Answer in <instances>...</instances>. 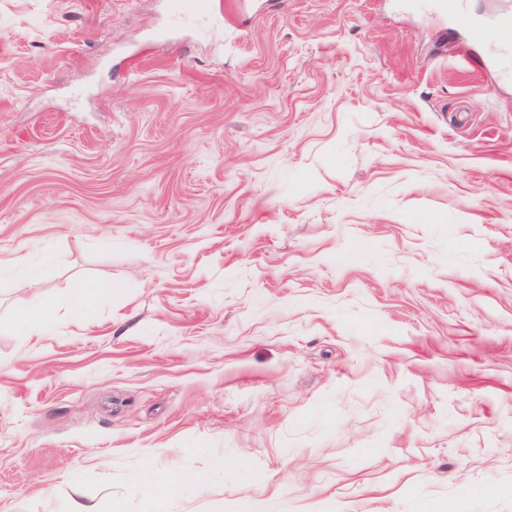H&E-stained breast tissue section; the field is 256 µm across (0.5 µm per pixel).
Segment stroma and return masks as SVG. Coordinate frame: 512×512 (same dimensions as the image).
<instances>
[{
  "mask_svg": "<svg viewBox=\"0 0 512 512\" xmlns=\"http://www.w3.org/2000/svg\"><path fill=\"white\" fill-rule=\"evenodd\" d=\"M422 2L0 0V512H512V46ZM57 324L55 314L41 306L27 309L19 318L18 325L26 329L29 336H40L52 331Z\"/></svg>",
  "mask_w": 512,
  "mask_h": 512,
  "instance_id": "stroma-1",
  "label": "stroma"
}]
</instances>
